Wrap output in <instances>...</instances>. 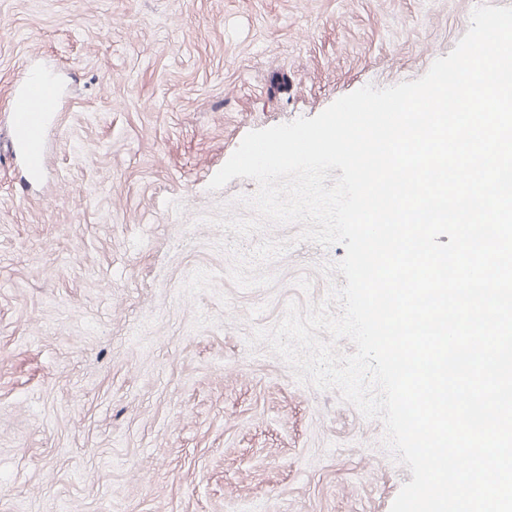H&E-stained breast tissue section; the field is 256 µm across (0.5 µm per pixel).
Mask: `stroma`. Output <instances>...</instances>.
Masks as SVG:
<instances>
[{
  "instance_id": "stroma-1",
  "label": "stroma",
  "mask_w": 512,
  "mask_h": 512,
  "mask_svg": "<svg viewBox=\"0 0 512 512\" xmlns=\"http://www.w3.org/2000/svg\"><path fill=\"white\" fill-rule=\"evenodd\" d=\"M498 0H0V512H390L412 479L256 329L323 300L342 245L216 222L252 130L422 77ZM61 116L31 178L9 90ZM290 241L257 262L263 238Z\"/></svg>"
}]
</instances>
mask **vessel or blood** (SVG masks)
I'll use <instances>...</instances> for the list:
<instances>
[{"label":"vessel or blood","mask_w":512,"mask_h":512,"mask_svg":"<svg viewBox=\"0 0 512 512\" xmlns=\"http://www.w3.org/2000/svg\"><path fill=\"white\" fill-rule=\"evenodd\" d=\"M16 143L31 175L42 171L46 136L59 112V95L52 81L30 71L22 85L11 92Z\"/></svg>","instance_id":"1"}]
</instances>
